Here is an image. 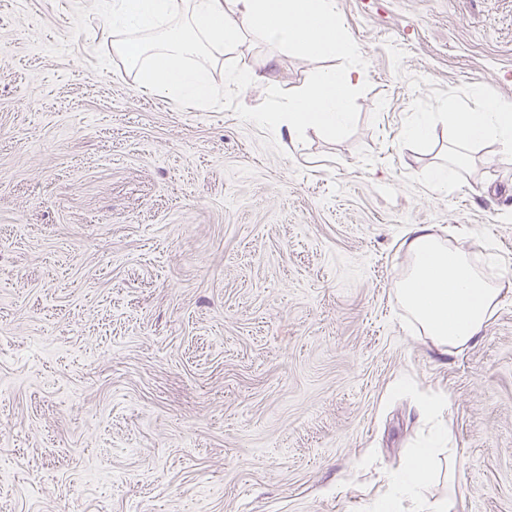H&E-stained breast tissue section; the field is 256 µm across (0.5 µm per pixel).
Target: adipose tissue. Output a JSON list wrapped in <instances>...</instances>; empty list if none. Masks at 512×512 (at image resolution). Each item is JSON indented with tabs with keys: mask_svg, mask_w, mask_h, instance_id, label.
I'll return each mask as SVG.
<instances>
[{
	"mask_svg": "<svg viewBox=\"0 0 512 512\" xmlns=\"http://www.w3.org/2000/svg\"><path fill=\"white\" fill-rule=\"evenodd\" d=\"M185 16L182 29L166 22ZM103 33L113 34L112 50L130 62L148 57L139 69L137 86L180 101L208 104L215 95L206 67L196 57L211 47L234 51L245 39L275 44L279 52L300 50L316 58L348 57L350 42L336 18L335 0H115ZM352 72L323 69L291 95L273 130L296 141L307 130L329 137L342 133L352 119L349 98ZM444 119L453 146L447 164L434 168V186L452 183L469 161L471 145L492 141L502 157L512 159V99L476 95L473 107L450 108ZM405 244L412 258L396 295L441 352L467 346L484 330L504 299L502 287L488 283L471 253L447 244L431 227L410 229ZM435 444L415 449L388 477V491L375 512H397L405 500L420 503L421 512H450L452 502H422L421 491L433 472Z\"/></svg>",
	"mask_w": 512,
	"mask_h": 512,
	"instance_id": "obj_1",
	"label": "adipose tissue"
}]
</instances>
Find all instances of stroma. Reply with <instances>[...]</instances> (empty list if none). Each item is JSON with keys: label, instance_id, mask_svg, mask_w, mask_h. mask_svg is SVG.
Listing matches in <instances>:
<instances>
[{"label": "stroma", "instance_id": "35a3bbf8", "mask_svg": "<svg viewBox=\"0 0 512 512\" xmlns=\"http://www.w3.org/2000/svg\"><path fill=\"white\" fill-rule=\"evenodd\" d=\"M111 5L0 0V512H371L441 393L425 498L512 512V297L448 355L396 297L416 224L512 279V162L439 189L447 123L401 137L512 98V0H336L354 57L209 49L208 107L139 92ZM351 67L341 135L271 132ZM436 116L423 113L411 126L403 131V138L408 141L426 143L430 140Z\"/></svg>", "mask_w": 512, "mask_h": 512}]
</instances>
